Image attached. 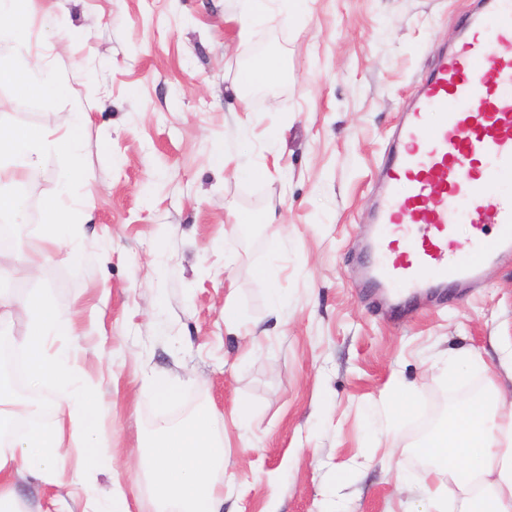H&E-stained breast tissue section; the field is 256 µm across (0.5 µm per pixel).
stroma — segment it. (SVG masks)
Returning <instances> with one entry per match:
<instances>
[{
	"instance_id": "1",
	"label": "stroma",
	"mask_w": 512,
	"mask_h": 512,
	"mask_svg": "<svg viewBox=\"0 0 512 512\" xmlns=\"http://www.w3.org/2000/svg\"><path fill=\"white\" fill-rule=\"evenodd\" d=\"M474 5L304 0L291 19H255L243 40L236 0H30L22 38L69 93L21 98L0 84V126L54 130L78 109L90 119L78 132L85 179L52 155L26 182L27 248L62 184L96 194L78 252L62 247L25 278L0 258V289L46 294L76 318L77 376L108 407L102 444L140 512H152L137 468L152 429L202 409L220 418L224 512H424L418 423L436 404L454 411L469 385L482 395L503 382L512 258L480 287L397 312L358 268L398 117ZM269 56L280 76L247 100L243 77ZM228 301L240 326L224 322ZM465 350L491 368L449 384ZM158 375L176 385L165 402ZM405 387L416 401L397 419ZM17 488L30 512H81L66 488L32 477Z\"/></svg>"
}]
</instances>
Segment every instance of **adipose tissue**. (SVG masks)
<instances>
[{"instance_id":"obj_1","label":"adipose tissue","mask_w":512,"mask_h":512,"mask_svg":"<svg viewBox=\"0 0 512 512\" xmlns=\"http://www.w3.org/2000/svg\"><path fill=\"white\" fill-rule=\"evenodd\" d=\"M28 0H0V41H14L15 59L0 61V83L11 84L23 97L58 92L53 75L30 62L28 48L18 39ZM86 113H73L68 131L58 136L0 126V179L29 176L47 154L67 155L75 178L84 172L73 131ZM69 186L45 208L40 245L23 253L18 224H0V257L14 256L15 275H28L53 251L72 243L80 203L69 200ZM23 306L28 330L20 348L28 355V382L37 387L54 381L69 387L64 399L51 402L52 419L42 423L46 406L17 399L0 380V512H22L15 493L19 477L31 475L48 483L79 487L83 512H133L134 504L119 478L115 459L102 453L101 421L106 410L97 389L75 384L77 351L58 346L74 335L77 324L49 298L28 296ZM217 415L210 410L184 423L159 424L157 439L144 460L154 512H224V441L216 433ZM422 455L447 474L424 491L433 512H512V394L493 390L486 398L462 405L421 445ZM112 473L106 491L93 475Z\"/></svg>"}]
</instances>
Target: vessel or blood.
<instances>
[{"instance_id":"obj_1","label":"vessel or blood","mask_w":512,"mask_h":512,"mask_svg":"<svg viewBox=\"0 0 512 512\" xmlns=\"http://www.w3.org/2000/svg\"><path fill=\"white\" fill-rule=\"evenodd\" d=\"M401 151L378 179L366 276L380 290L418 295L463 280L512 255V193L470 184L471 161L512 174V0H481L465 18L455 48L441 55L396 126ZM495 225L460 254L459 215Z\"/></svg>"}]
</instances>
